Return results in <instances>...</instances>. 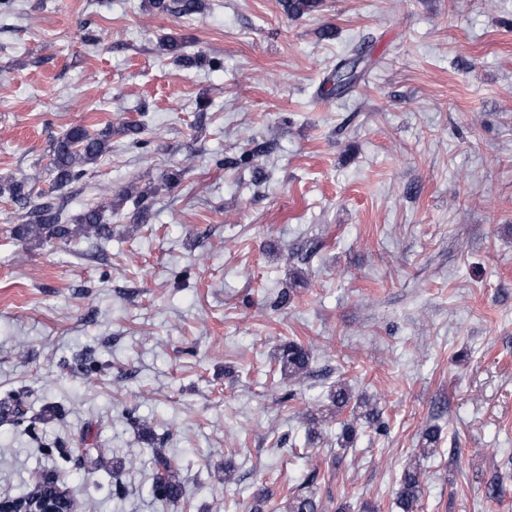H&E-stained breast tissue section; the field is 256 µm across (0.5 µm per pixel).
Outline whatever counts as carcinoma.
<instances>
[{
	"mask_svg": "<svg viewBox=\"0 0 512 512\" xmlns=\"http://www.w3.org/2000/svg\"><path fill=\"white\" fill-rule=\"evenodd\" d=\"M151 7L162 13L192 15L206 8L205 0H149ZM284 10L299 16L312 11L316 0H283ZM164 50L174 62L190 66L193 59L185 54L183 44L175 38L163 40ZM363 61L362 48L353 47L350 53L336 63L331 76L327 79L330 88L327 93L341 98L355 88L359 79L358 67ZM112 128L108 127L96 133L75 126L56 140L51 146L50 173L56 190H64L80 182L86 167L97 161L110 150ZM40 174H24L18 179H10L0 184V196L8 197L19 205L18 224L14 226L17 239L28 243L47 244L54 241L70 243L76 238L107 240L112 237V225L103 221V212L112 208V202L90 206L79 214L67 217L64 203L58 196L35 192ZM310 349L295 341L280 346L276 361L284 377L299 379L309 373L312 364ZM327 399L336 413L350 409L352 419L343 422L338 436L340 446L350 448L358 436L356 424L360 420L372 424L377 421V410L369 406L364 399L353 398L346 383L338 381L328 389ZM0 414L9 416L26 429L34 428L35 421L28 416V409L18 397L0 401ZM439 441L438 430L427 428L421 437L420 455L433 452ZM154 472L152 487L156 497L165 502H177L187 495V488L178 474V468L161 451L154 449ZM422 492L419 469L409 465L396 492V503L402 512H413ZM286 512H320V503L312 494L297 493L288 498Z\"/></svg>",
	"mask_w": 512,
	"mask_h": 512,
	"instance_id": "cac0c4a2",
	"label": "carcinoma"
}]
</instances>
